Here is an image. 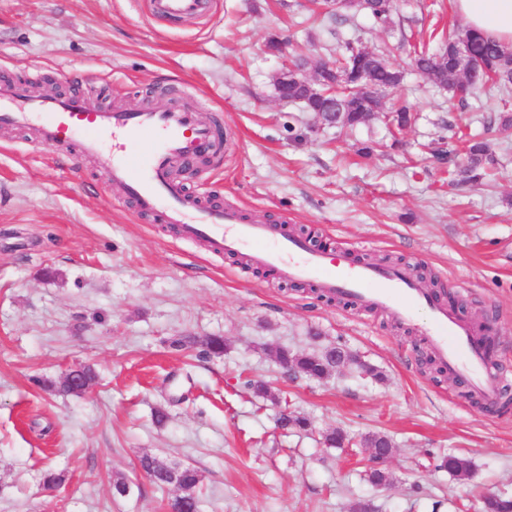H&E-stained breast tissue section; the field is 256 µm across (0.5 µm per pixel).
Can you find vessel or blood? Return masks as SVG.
I'll list each match as a JSON object with an SVG mask.
<instances>
[{
  "label": "vessel or blood",
  "mask_w": 512,
  "mask_h": 512,
  "mask_svg": "<svg viewBox=\"0 0 512 512\" xmlns=\"http://www.w3.org/2000/svg\"><path fill=\"white\" fill-rule=\"evenodd\" d=\"M155 14L173 19L204 15L209 0H151ZM35 121L38 139L52 147L79 139L82 157L92 159L106 181L122 184L141 211L164 224L177 225L182 237L201 241L214 253L247 250L250 262L288 282H312L330 296L360 309H380L400 322L427 317L419 332L432 355L486 409L504 394L505 376L487 352L477 328L447 301L416 288L398 267L355 260L352 249L328 251L274 225L242 219L238 211L199 206L173 176L188 161L209 159L216 131L197 112L171 100L163 109H105L89 92L78 89L65 98L34 97L18 85L0 88V124ZM150 142L140 151L141 142Z\"/></svg>",
  "instance_id": "obj_1"
}]
</instances>
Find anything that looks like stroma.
<instances>
[{
  "mask_svg": "<svg viewBox=\"0 0 512 512\" xmlns=\"http://www.w3.org/2000/svg\"><path fill=\"white\" fill-rule=\"evenodd\" d=\"M302 2L213 0L182 23L153 17L150 0H0V79L79 84L112 109L165 107L156 86L182 85V105L224 138L183 177L193 199L321 247L426 267L436 292L491 320L512 373V138L497 131L512 93L452 99L413 67L415 44L437 48L449 24L464 25L453 0H396L385 25L362 13L314 19ZM274 39L313 69L342 39L394 48L405 76L387 103L408 102L412 123L398 134L381 117L318 127L275 98ZM450 124L486 143L491 179H466L463 157L437 158ZM79 147L0 126V512H167L177 490L138 471L146 453L198 470L200 512H351L365 500L374 512H481L479 493L512 496V405L492 414L464 397L428 358L424 312L398 322L279 280L243 253L214 254L136 211L93 162L74 165ZM182 336H221L227 349L172 348ZM337 343L371 374L295 377L278 359ZM84 364L98 372L87 393L35 383ZM284 407L309 430L281 431ZM335 429L350 444L324 447ZM374 434L395 445L385 487L364 479ZM440 455L467 458L468 478L435 469ZM50 467L65 475L53 490L40 481ZM121 477L130 491L117 496Z\"/></svg>",
  "mask_w": 512,
  "mask_h": 512,
  "instance_id": "35a3bbf8",
  "label": "stroma"
}]
</instances>
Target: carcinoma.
<instances>
[{
    "label": "carcinoma",
    "mask_w": 512,
    "mask_h": 512,
    "mask_svg": "<svg viewBox=\"0 0 512 512\" xmlns=\"http://www.w3.org/2000/svg\"><path fill=\"white\" fill-rule=\"evenodd\" d=\"M368 16L377 24L387 23L393 10V4L388 0H368L366 7ZM461 35L467 37V49L475 68L469 74H461L458 62L454 59L452 43ZM389 48L374 51L366 58L371 86L375 88H397L402 83V74L388 59ZM363 57L359 46L350 41H345L329 60L336 63V71L343 75L354 72V65ZM414 67L429 81L457 94V87L462 81L471 83V90L475 91L486 85H491L505 91L512 89V50L498 43L485 39L482 36L468 30L453 27L448 34L440 37V43L436 50L429 47H414ZM336 105L339 106L340 116L336 124L340 127L361 125L366 121L367 111L379 107V102L374 92L362 84L353 81L339 83V91L336 92ZM467 166L462 173L469 177L478 176V171L491 162L487 154L485 144L475 139L468 140ZM175 347L200 345L203 347V355L220 356L226 349V343L221 336H210L202 341L192 336H185L172 342ZM351 359L344 348L333 347V350L325 354H292L286 350L279 351V360L289 369L298 368L301 373L309 378L322 379L326 377L336 362L342 359ZM96 380L95 369L90 366H82L74 371L72 382L44 379L40 381L42 388L59 396L79 395L80 388L91 386ZM440 467L448 469V472L465 477L470 473V462L461 456L450 455L441 460ZM139 469L146 473L151 481L160 486L173 485L182 493L185 512H199L198 486L200 483L198 472L190 466L172 467L157 456L145 454L139 459ZM483 512H512V497L485 494L482 496Z\"/></svg>",
    "instance_id": "carcinoma-1"
}]
</instances>
